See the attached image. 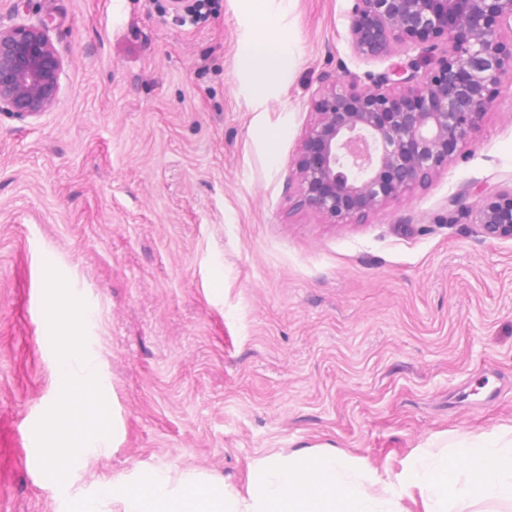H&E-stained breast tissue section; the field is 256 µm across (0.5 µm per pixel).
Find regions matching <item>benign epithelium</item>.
<instances>
[{"mask_svg":"<svg viewBox=\"0 0 512 512\" xmlns=\"http://www.w3.org/2000/svg\"><path fill=\"white\" fill-rule=\"evenodd\" d=\"M348 34L365 60L418 51L369 85L326 73L297 163L292 210L362 223L428 184L465 146L512 75V0H352ZM62 61L47 24L0 27V112L18 118L57 100ZM489 240L512 239V187L471 210Z\"/></svg>","mask_w":512,"mask_h":512,"instance_id":"obj_1","label":"benign epithelium"}]
</instances>
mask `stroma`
Instances as JSON below:
<instances>
[{
	"label": "stroma",
	"mask_w": 512,
	"mask_h": 512,
	"mask_svg": "<svg viewBox=\"0 0 512 512\" xmlns=\"http://www.w3.org/2000/svg\"><path fill=\"white\" fill-rule=\"evenodd\" d=\"M215 2L193 28L166 0H0L1 26L45 21L63 60L51 111L0 116V512H64L35 437L56 394L49 266L92 313L118 431L72 491L140 463L241 487L256 457L317 446L394 474L512 426V391L463 400L483 368L512 378V239L447 208L512 186V78L431 183L328 224L289 199L320 78L366 85L407 56L354 55L352 0H296L288 80L259 105L244 24Z\"/></svg>",
	"instance_id": "stroma-1"
}]
</instances>
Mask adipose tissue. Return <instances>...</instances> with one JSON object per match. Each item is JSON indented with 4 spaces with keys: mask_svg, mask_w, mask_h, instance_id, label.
<instances>
[{
    "mask_svg": "<svg viewBox=\"0 0 512 512\" xmlns=\"http://www.w3.org/2000/svg\"><path fill=\"white\" fill-rule=\"evenodd\" d=\"M245 21L241 47L252 63L248 90L254 99H262L267 87L287 76L288 35L283 23L294 0H235Z\"/></svg>",
    "mask_w": 512,
    "mask_h": 512,
    "instance_id": "ef3b65f1",
    "label": "adipose tissue"
}]
</instances>
